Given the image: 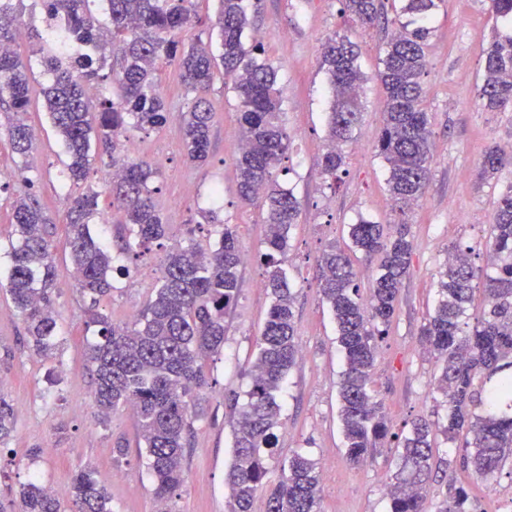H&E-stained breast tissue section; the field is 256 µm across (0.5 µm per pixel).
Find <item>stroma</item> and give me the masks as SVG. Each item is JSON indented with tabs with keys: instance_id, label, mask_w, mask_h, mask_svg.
Masks as SVG:
<instances>
[{
	"instance_id": "obj_1",
	"label": "stroma",
	"mask_w": 512,
	"mask_h": 512,
	"mask_svg": "<svg viewBox=\"0 0 512 512\" xmlns=\"http://www.w3.org/2000/svg\"><path fill=\"white\" fill-rule=\"evenodd\" d=\"M250 19L247 41H261L265 56L279 70L283 119L293 140L278 171L279 183L299 202L297 224L288 233L284 267L296 295V329L301 355L289 371L279 400L283 419L277 448L267 461L268 484H276L281 466L296 452L310 455L321 470L319 512H388L386 485L398 468L394 436L408 431L418 417L444 418L443 400L432 390L437 366L423 354L419 330L435 302L434 276L452 247H473L475 267L489 268L486 248L501 192L512 183V168L495 178L482 177L485 152L512 145V112H490L476 100L483 82L482 50L495 34L512 33V22L492 20L487 0H441L429 25L424 78L429 112L432 162L424 196L405 218L414 243L412 266L404 279L391 328L380 344L371 386L383 403L394 435L362 466L348 463L337 418V383L343 359L332 316L317 293L318 260L329 244L345 245L349 225L363 219L390 224L400 218L386 191L387 168L374 145L383 122V92L377 79L385 33L361 29L343 15L340 0H245ZM348 34L358 47L364 75L361 122L351 141L342 143L346 164L339 180L322 167L326 151L327 112L331 101L328 77L320 68L321 43L332 32ZM169 119L161 129L133 133L132 157L148 162L158 208L168 224L166 246L193 244L214 248L218 237L201 213L211 208L213 190L222 192L221 219L236 225L248 260L240 291L227 320L224 347L203 364L209 386L200 394L201 414L193 420L186 480L167 503L169 512H230L224 474L232 458V419L228 400L250 388L249 362L270 306L264 287L263 213L238 198L237 142L228 130L238 127V100L223 76H216L208 98L213 121L209 159L195 166L185 158L181 114L191 96L175 65L160 72ZM27 121L34 133L29 159L17 156L0 112V280L10 261L5 252L12 236L15 178L24 175L51 215L58 292L55 309L64 339L54 358L36 355L9 295L0 291V398L11 407L15 430L0 448V512H18L19 491L30 479L56 489L62 505L70 503L71 479L92 466L111 496L112 512H155L153 479L139 455L136 419L122 409L99 423L93 398L91 368L85 359L84 301L71 277L73 268L65 225L72 186L64 184L63 148L56 139L40 100H33ZM160 254L137 263L135 273L117 278L101 310L113 322H131L148 302L156 284ZM128 447L116 456L117 444ZM448 446L433 453L436 479L425 506L433 512L436 498L449 485L465 487L480 512H502L512 501V475L486 480L464 469L449 470Z\"/></svg>"
}]
</instances>
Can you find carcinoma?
Here are the masks:
<instances>
[{
  "label": "carcinoma",
  "mask_w": 512,
  "mask_h": 512,
  "mask_svg": "<svg viewBox=\"0 0 512 512\" xmlns=\"http://www.w3.org/2000/svg\"><path fill=\"white\" fill-rule=\"evenodd\" d=\"M90 0H40L47 16L43 32L29 26L26 38L36 42L41 62L54 80L41 90L47 114L67 155V181L83 185L70 197L67 242L76 283L86 298L85 333L94 337L86 352L94 380V401L100 421L133 406L139 437L146 450L154 494L167 503L184 483L183 461L192 432V414L201 390L208 385L201 361L224 346L226 317L234 308L243 266L235 227L210 211L202 218L222 230L218 247L202 251L194 245L166 247L167 221L156 209L153 171L145 162L117 153L120 139L133 131L163 127L169 117L158 82V61L177 62L185 88L193 94L182 113L187 159L203 165L209 157L212 112L207 93L216 62L208 47L186 49L180 34L200 24L192 0H106L112 28L101 37V24L88 8ZM397 28L383 48L378 77L385 91L383 127L378 155L387 164L386 188L399 212L417 203L430 178L431 132L424 107L422 78L427 61V25L436 0H401ZM23 0H0V101L11 112L8 134L17 155L27 158L32 130L26 115L31 105L29 67L4 46L15 43ZM212 27L220 37L224 79L237 93L239 135L243 144L236 161L239 200L261 202L266 209L264 286L271 297L267 320L255 341L244 403L234 398L232 461L225 484L231 512H251L255 496L265 488L267 461L276 447L282 420L278 395L288 371L300 355L296 341L295 293L283 268L288 233L299 215L298 202L283 188L276 172L288 153L292 136L282 120L278 71L262 58L257 43L246 49L249 19L243 0H219ZM342 12L360 28L388 23L385 0H342ZM89 51L71 60L70 47ZM484 79L479 100L491 111L512 107V36L496 37L483 50ZM357 46L349 35L334 33L321 47L320 66L329 76L332 101L328 112L329 148L324 173L331 179L344 166L339 143L349 141L361 116L363 75ZM112 87V95L96 101L86 92L90 83ZM8 98H3V93ZM112 158L120 174L106 190L88 182L92 163ZM512 162L493 147L485 152L483 174L493 176ZM133 226L124 241L126 255L140 257L151 245L163 251L154 296L130 323L116 324L100 311L112 294L116 271L110 246L91 231L100 219L102 197ZM14 239L10 269L0 288L10 295L22 317L35 354L48 357L60 343L54 296L55 261L46 227L52 223L33 194L20 182L13 205ZM352 249L376 263L372 287L362 294L351 256L332 243L320 257L318 293L333 312L337 343L345 360L338 383L339 416L345 455L352 465L370 459L387 437L398 440L400 466L387 485L389 512H423L430 487L433 439L443 436L458 455L448 470L459 466L486 479L512 463V185L499 198L486 246L495 262L491 271L473 266V248L455 247L435 274L437 302L422 325L419 342L435 357L439 369L433 392L448 406L441 422L418 418L405 433H394L382 403L370 387L379 341L393 321L399 291L411 270L414 250L403 221L385 226L362 220L349 227ZM483 279L486 304L481 319L469 325L472 282ZM14 429L13 414L0 399V446ZM318 463L300 453L283 466L280 482L267 495V512H317ZM75 512H112L111 498L86 468L72 478ZM21 512H60L57 499L32 480L20 491ZM436 512H476L467 490L449 487Z\"/></svg>",
  "instance_id": "1"
}]
</instances>
